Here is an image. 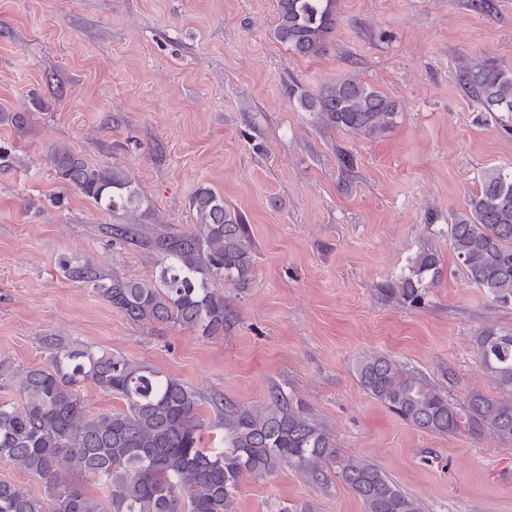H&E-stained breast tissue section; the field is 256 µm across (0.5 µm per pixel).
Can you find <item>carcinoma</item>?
<instances>
[{
	"label": "carcinoma",
	"instance_id": "1",
	"mask_svg": "<svg viewBox=\"0 0 512 512\" xmlns=\"http://www.w3.org/2000/svg\"><path fill=\"white\" fill-rule=\"evenodd\" d=\"M274 37L300 55L324 52L336 27V0H277ZM461 89L489 112L512 115V70L482 62L463 68ZM302 109L346 131L374 136L393 125L395 102L356 76L325 83L315 95L288 88ZM52 162L70 187L109 209L132 202L131 181L98 169L62 148ZM196 225L191 231L149 230L142 224L112 225V237L147 247L161 259L152 284L110 273L90 263L64 259V275L94 288L112 307L135 322L170 323L204 336L224 335V296L208 280L243 281L252 256L246 226L231 218L224 198L209 188L191 201ZM450 244L471 284L492 300L512 303V166L486 169L481 190L469 208L451 217ZM436 279V253L420 252L408 273L382 291L410 307L421 305L425 274ZM48 367L17 369L0 361V382L20 395L16 405L0 401V459L41 479L37 497L0 479V512H234L241 478L274 475L288 465L310 483L325 487L329 472L362 500L365 512H422L375 465L345 459L331 436L282 393L252 409L164 377L121 354L69 344L57 336L43 339ZM482 364L508 397L470 395L460 410L441 390L404 373L383 356L358 366L360 383L389 411L428 433L472 434L487 431L512 441V334L487 329L477 337ZM91 382L121 396L126 409L90 415L78 390ZM208 404L210 426L224 429V450L201 448L200 405ZM104 479L105 494L92 498L74 478Z\"/></svg>",
	"mask_w": 512,
	"mask_h": 512
}]
</instances>
